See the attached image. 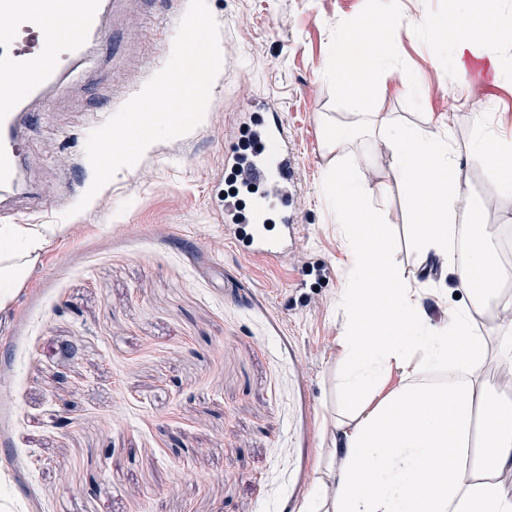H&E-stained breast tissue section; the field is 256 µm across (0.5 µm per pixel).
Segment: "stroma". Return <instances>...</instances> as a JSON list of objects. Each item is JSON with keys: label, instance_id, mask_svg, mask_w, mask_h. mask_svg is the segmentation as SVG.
I'll return each instance as SVG.
<instances>
[{"label": "stroma", "instance_id": "stroma-1", "mask_svg": "<svg viewBox=\"0 0 512 512\" xmlns=\"http://www.w3.org/2000/svg\"><path fill=\"white\" fill-rule=\"evenodd\" d=\"M223 65L206 118L154 143L80 213L67 215L82 166L88 112L112 108L93 76L109 69L130 89L166 63L176 30L163 0H111L110 28L68 75L67 95L37 105L22 185L0 197V222L52 232L10 306L0 312V474L17 512H298L335 415L331 377L346 314L343 236L326 193L327 124L355 111L324 72L353 17L405 19L397 62L425 90L385 79L382 109L434 121L458 140L473 116L449 99L445 47L408 20L444 15L448 0H207ZM487 118L512 132V75L472 74ZM281 113L297 154L300 231L286 267L226 247L211 213L224 197V150L253 103ZM388 234L408 284L431 289L435 312L465 305L425 275L406 235L398 187ZM76 355L61 365V344Z\"/></svg>", "mask_w": 512, "mask_h": 512}]
</instances>
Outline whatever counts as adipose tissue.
I'll return each mask as SVG.
<instances>
[{
	"instance_id": "1",
	"label": "adipose tissue",
	"mask_w": 512,
	"mask_h": 512,
	"mask_svg": "<svg viewBox=\"0 0 512 512\" xmlns=\"http://www.w3.org/2000/svg\"><path fill=\"white\" fill-rule=\"evenodd\" d=\"M451 18L426 13L416 24L448 50V95L464 97L469 65L484 60L493 78L512 59L487 55L481 35L512 45V16L499 0H452ZM402 18L351 19L328 72L358 110L326 139L336 165L327 173L335 221L347 243L349 276L339 295L347 322L338 340L340 410L326 425L328 461L300 512H512V305L499 303L512 271L498 265L487 203L512 193V136L482 122L485 103L468 102L473 134L422 128L380 109L377 86L394 74L409 96L420 77L397 67L389 45ZM364 150H356L357 142ZM494 172L475 202L463 175L470 159ZM388 166L403 189L408 235L421 264L450 276L468 305L435 318L428 294L410 288L393 257L390 185L361 178ZM45 243L26 224L0 225V310L12 300ZM497 286L476 287L481 269ZM491 332L475 335L476 318ZM493 366L497 379L484 371Z\"/></svg>"
}]
</instances>
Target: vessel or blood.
<instances>
[{
	"mask_svg": "<svg viewBox=\"0 0 512 512\" xmlns=\"http://www.w3.org/2000/svg\"><path fill=\"white\" fill-rule=\"evenodd\" d=\"M54 0H0V189L18 184L30 101L63 92L65 77L86 54L90 41H103V0H68L55 14ZM68 27L60 36L59 27ZM255 145L250 157L238 149L224 153V168L242 188H254L249 205L225 200L215 223L229 233L226 243L246 254L279 264L288 261L289 242L298 224L300 184L288 129L279 114L254 115Z\"/></svg>",
	"mask_w": 512,
	"mask_h": 512,
	"instance_id": "vessel-or-blood-1",
	"label": "vessel or blood"
}]
</instances>
